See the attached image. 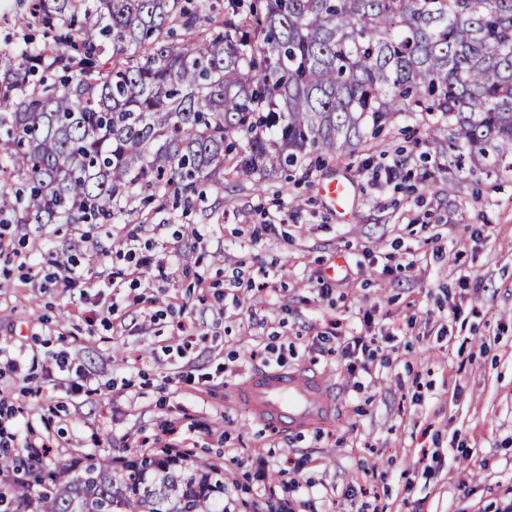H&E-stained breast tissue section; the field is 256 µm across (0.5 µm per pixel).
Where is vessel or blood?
Returning <instances> with one entry per match:
<instances>
[{
	"label": "vessel or blood",
	"instance_id": "b4317fda",
	"mask_svg": "<svg viewBox=\"0 0 512 512\" xmlns=\"http://www.w3.org/2000/svg\"><path fill=\"white\" fill-rule=\"evenodd\" d=\"M319 193L332 210L349 214L348 181H324ZM233 396L244 401L260 422L287 436L328 422L336 406L328 380L308 368L261 371L238 386Z\"/></svg>",
	"mask_w": 512,
	"mask_h": 512
}]
</instances>
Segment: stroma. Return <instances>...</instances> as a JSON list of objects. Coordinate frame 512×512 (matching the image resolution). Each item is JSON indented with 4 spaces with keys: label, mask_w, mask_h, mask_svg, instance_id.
<instances>
[{
    "label": "stroma",
    "mask_w": 512,
    "mask_h": 512,
    "mask_svg": "<svg viewBox=\"0 0 512 512\" xmlns=\"http://www.w3.org/2000/svg\"><path fill=\"white\" fill-rule=\"evenodd\" d=\"M432 122L398 116L288 177L225 176L189 210L12 225L0 397L49 439L47 463L120 460L174 425L195 459L223 467L235 512L282 496L287 512H512V180L449 163ZM333 177L353 185L350 220L319 194ZM337 256L347 271L331 279ZM139 257L148 275L109 289ZM68 260L83 274L73 288ZM352 336L371 342L370 373L347 371ZM58 351L100 394L71 393ZM17 354L34 360L30 378L9 371ZM280 356L332 382L334 419L284 437L229 402ZM179 371L195 383L174 382Z\"/></svg>",
    "instance_id": "obj_1"
}]
</instances>
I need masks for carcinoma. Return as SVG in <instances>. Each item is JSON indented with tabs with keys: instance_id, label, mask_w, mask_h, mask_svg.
Returning <instances> with one entry per match:
<instances>
[{
	"instance_id": "cac0c4a2",
	"label": "carcinoma",
	"mask_w": 512,
	"mask_h": 512,
	"mask_svg": "<svg viewBox=\"0 0 512 512\" xmlns=\"http://www.w3.org/2000/svg\"><path fill=\"white\" fill-rule=\"evenodd\" d=\"M0 51V224H120L352 153L441 114L454 162L512 177V0H26ZM182 29L181 42L172 41ZM63 72L42 89L30 76ZM0 512H224V473L168 448L49 467L0 449Z\"/></svg>"
}]
</instances>
